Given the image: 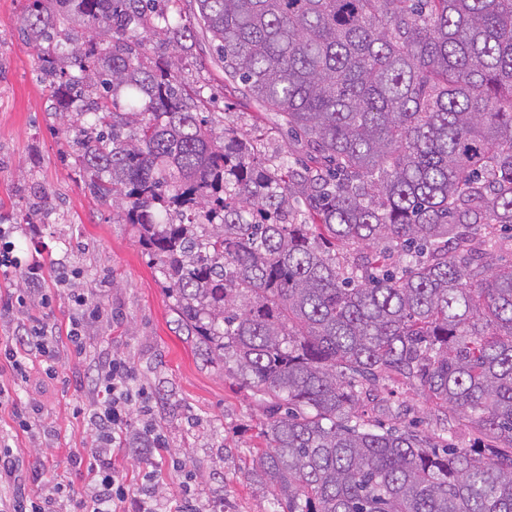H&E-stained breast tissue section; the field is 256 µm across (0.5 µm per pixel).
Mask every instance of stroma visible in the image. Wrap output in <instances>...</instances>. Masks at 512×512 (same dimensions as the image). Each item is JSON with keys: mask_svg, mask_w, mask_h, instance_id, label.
Wrapping results in <instances>:
<instances>
[{"mask_svg": "<svg viewBox=\"0 0 512 512\" xmlns=\"http://www.w3.org/2000/svg\"><path fill=\"white\" fill-rule=\"evenodd\" d=\"M25 7L26 0H0V222L14 225L11 241L21 263L49 261L67 275L63 285L47 281L42 297L27 301L20 318L63 331L78 322L82 346L62 349L52 376L37 363L17 376L0 350V381L9 390L0 402V432L11 435L16 451L42 444L38 474L25 469L20 479L60 484L71 497L80 496L88 476L75 454L91 444L84 413L95 399L93 368L117 354L146 394L130 407L128 437L141 436L147 402L169 448L152 457L121 450L113 458L120 483L134 493L153 472L167 500L187 492L203 512H270L275 492L251 473L265 446L266 412L230 371L202 361L179 334L164 281L134 229L119 210L99 205L85 192L70 159L72 137L41 81L37 51L20 33ZM150 48L171 63L183 83L202 89L203 114L216 129L228 125L244 136L262 132L264 164L306 160L303 141L282 134L275 113L260 107L241 84L225 80L207 38L198 37L179 52L156 41ZM79 294L89 299L82 315L75 304ZM385 388L419 431L439 434L418 384L389 382ZM16 406L29 409L39 436L23 433L14 422Z\"/></svg>", "mask_w": 512, "mask_h": 512, "instance_id": "35a3bbf8", "label": "stroma"}]
</instances>
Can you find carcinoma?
Segmentation results:
<instances>
[{
	"label": "carcinoma",
	"instance_id": "cac0c4a2",
	"mask_svg": "<svg viewBox=\"0 0 512 512\" xmlns=\"http://www.w3.org/2000/svg\"><path fill=\"white\" fill-rule=\"evenodd\" d=\"M176 2L28 0L21 34L90 196L264 405L254 468L283 512H512V0H196L225 79L312 150L300 170L216 132L148 51L195 37ZM394 376L448 437L364 423L375 400L401 417L376 394Z\"/></svg>",
	"mask_w": 512,
	"mask_h": 512
}]
</instances>
